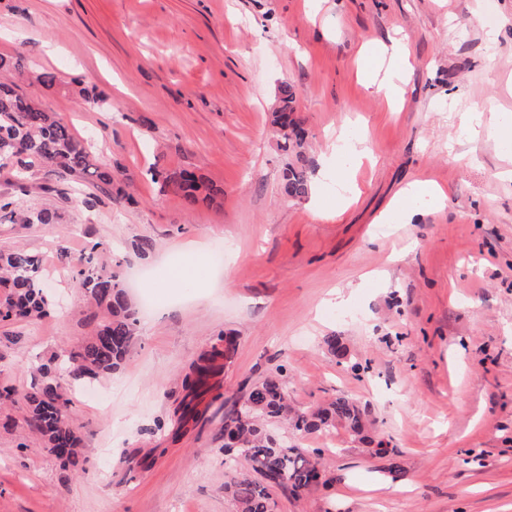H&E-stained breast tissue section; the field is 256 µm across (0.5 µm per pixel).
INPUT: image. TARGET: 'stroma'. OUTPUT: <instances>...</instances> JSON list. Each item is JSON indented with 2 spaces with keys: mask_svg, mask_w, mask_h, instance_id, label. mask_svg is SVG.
I'll use <instances>...</instances> for the list:
<instances>
[{
  "mask_svg": "<svg viewBox=\"0 0 512 512\" xmlns=\"http://www.w3.org/2000/svg\"><path fill=\"white\" fill-rule=\"evenodd\" d=\"M395 40L400 58L373 61L400 75L393 109L356 61L363 44ZM21 51L62 83L21 79L18 92L130 185L123 197L61 181L49 196L42 172L21 190L0 171V195L58 214L0 223V247L38 256L52 297L40 322L0 326V384L30 388L85 335L84 257L119 262L139 314L122 367L70 389L82 468L61 467L23 406L0 409V512H236L224 418L275 373L300 411L350 397L371 436L298 437L324 449L325 482L273 490L275 512H512V149L494 123L512 113V0H0V54ZM286 82L314 166L304 200L281 190L271 110ZM83 89L104 105L86 107ZM464 112L483 114L477 135L460 132ZM339 129L372 155L350 200L330 150ZM151 167L196 171L224 193L187 208ZM414 181L441 188L442 206L407 215ZM191 241L208 253L186 287L175 274ZM225 333L235 348L218 387L180 426L183 378Z\"/></svg>",
  "mask_w": 512,
  "mask_h": 512,
  "instance_id": "1",
  "label": "stroma"
}]
</instances>
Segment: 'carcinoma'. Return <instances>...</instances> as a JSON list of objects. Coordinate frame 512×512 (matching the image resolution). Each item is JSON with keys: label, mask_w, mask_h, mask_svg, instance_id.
<instances>
[{"label": "carcinoma", "mask_w": 512, "mask_h": 512, "mask_svg": "<svg viewBox=\"0 0 512 512\" xmlns=\"http://www.w3.org/2000/svg\"><path fill=\"white\" fill-rule=\"evenodd\" d=\"M6 75H26L47 88L58 81L53 73L32 70L22 52L0 55V78ZM297 99L296 86L282 85L272 123L277 148L288 156L283 192L300 200L311 191V161L304 155L305 131L295 117ZM41 168L62 179L114 190L119 195L126 194L128 187V183L112 174L110 167L96 159L56 113L44 110L0 81V170H8L14 184L22 187ZM147 173L153 181L172 187L190 208L221 193L191 170L165 175L151 168ZM14 204L15 201L0 197V220L51 224L57 218L56 212L47 207L24 214L15 211ZM92 260L88 257L86 264L76 271L91 307V334L76 346L60 349L43 364L39 384L26 391L0 387V406L23 404L27 425L65 469L78 467L82 458V437L70 418L67 386L118 369L130 352L135 334V311L120 274L112 266L94 264ZM40 280L37 256L20 249L0 248L1 324L36 321L47 314L51 298ZM223 357L224 349L214 345L193 365L183 385L193 390L207 386ZM272 419H279L301 433L342 427L361 440L368 438L364 415L348 397L338 395L323 406L299 413L288 403L283 380L277 375L266 377L250 388L236 414L224 424V433L235 440L233 444H224L228 468L234 469L241 458L256 475L252 479L236 472L224 482V494L233 499L237 512H271L270 490L287 489L296 494L319 484L323 477V450H306L276 438L265 426Z\"/></svg>", "instance_id": "1"}]
</instances>
